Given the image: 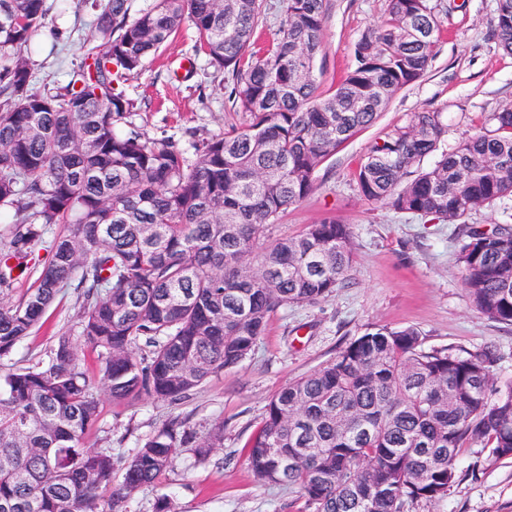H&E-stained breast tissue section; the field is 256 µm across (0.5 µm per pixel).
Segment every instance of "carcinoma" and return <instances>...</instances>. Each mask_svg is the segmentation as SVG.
I'll list each match as a JSON object with an SVG mask.
<instances>
[{
  "instance_id": "1",
  "label": "carcinoma",
  "mask_w": 512,
  "mask_h": 512,
  "mask_svg": "<svg viewBox=\"0 0 512 512\" xmlns=\"http://www.w3.org/2000/svg\"><path fill=\"white\" fill-rule=\"evenodd\" d=\"M273 45L255 48L261 0H154L136 17L128 0H91L88 46L68 82L32 87L22 50L42 27L46 0H0V293L28 266L30 246L49 260L16 301L0 299V358L10 356L63 288L80 290L77 336L62 335L48 361L0 376V512H125L154 487L182 448L198 460L223 447L175 422L130 459L91 451L83 436L99 402L81 362L114 401L149 396L178 404L245 360L271 313L316 304L345 284L347 224L325 218L260 255L281 214L316 189L318 167L373 125L394 95L426 73L442 29L431 0H389L388 17L360 36L354 66L316 95L327 0H281ZM190 23L196 51L234 83L248 126L195 141L193 157L167 138L117 125L136 109L118 89ZM493 34L512 55V0H497ZM431 167L445 113H413L375 142L355 171L365 200L462 226L458 261L474 305L512 325V224L484 230L471 212L512 199V105ZM491 345L465 354L425 352L413 328L380 327L267 403L248 465L259 482L299 490L312 512H407L439 502L470 445L512 457V379L497 380ZM121 481L115 482L116 471Z\"/></svg>"
}]
</instances>
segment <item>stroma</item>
<instances>
[{"label":"stroma","instance_id":"1","mask_svg":"<svg viewBox=\"0 0 512 512\" xmlns=\"http://www.w3.org/2000/svg\"><path fill=\"white\" fill-rule=\"evenodd\" d=\"M447 7L443 33L427 73L400 90L373 125L358 131L317 170L316 190L284 213L262 235L258 250L302 233L327 217L349 224L352 266L344 286L318 303L289 305L271 315L254 352L235 367L210 378L178 404L150 397L116 403L96 387L100 419L83 447L109 448L131 458L138 443L165 424L178 421L205 437L223 427L224 444L204 461L182 449L155 487L135 492L126 512H154L167 497L172 512H308L297 490L264 485L247 462V443L268 400L289 382L332 361L366 331L388 326L420 331L424 350L457 353L496 346L495 374L512 377V325L488 318L472 303L457 259L459 227L428 221L359 193L354 172L375 141L407 125L413 113L439 110L448 117L442 150H454L471 135L490 130L489 116L512 104V56L493 37L497 0H434ZM48 14L32 37L27 55L36 88L67 83L84 60L82 36L94 12L84 0H47ZM388 0H328L322 51L315 63L318 91L329 94L354 63L361 34L386 17ZM196 33L183 26L145 68L120 88L137 103L120 130L136 128L155 138L184 144L249 124V113L228 99L233 78L216 74L196 53ZM82 300L64 289L14 352L0 360V374L14 366L47 361L58 336L78 330ZM458 481L447 498L418 502L409 512H512V459L493 458L488 449H463Z\"/></svg>","mask_w":512,"mask_h":512}]
</instances>
